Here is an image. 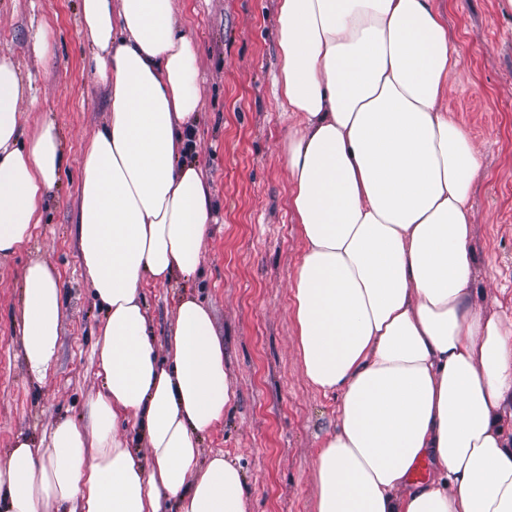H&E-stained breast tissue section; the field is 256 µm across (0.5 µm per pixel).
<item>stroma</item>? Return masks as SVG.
Masks as SVG:
<instances>
[{
  "label": "stroma",
  "mask_w": 512,
  "mask_h": 512,
  "mask_svg": "<svg viewBox=\"0 0 512 512\" xmlns=\"http://www.w3.org/2000/svg\"><path fill=\"white\" fill-rule=\"evenodd\" d=\"M462 62L444 105L477 144L472 193L473 297L512 312V0H438ZM80 0H0V55L32 93L17 105L24 135L53 120L67 157L30 241L0 259V463L19 435L61 419L85 423L101 388L94 344L104 311L82 279L76 232L82 152L108 120L107 89L79 20ZM177 30L197 46L202 108L189 156L210 187L215 220L198 272L143 283L156 351L166 355L180 297L207 305L224 342L235 399L201 438L241 466L250 512H314L316 459L336 427V394L308 386L295 349L290 284L302 241L288 204V123L277 108V0H178ZM48 263L63 290L55 364L35 383L20 351L22 276Z\"/></svg>",
  "instance_id": "obj_1"
}]
</instances>
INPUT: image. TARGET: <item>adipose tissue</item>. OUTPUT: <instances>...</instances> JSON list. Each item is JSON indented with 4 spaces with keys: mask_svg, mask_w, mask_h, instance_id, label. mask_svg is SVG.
I'll return each mask as SVG.
<instances>
[{
    "mask_svg": "<svg viewBox=\"0 0 512 512\" xmlns=\"http://www.w3.org/2000/svg\"><path fill=\"white\" fill-rule=\"evenodd\" d=\"M175 0H81L109 89V119L82 159L81 269L106 316L102 389L87 424L17 439L0 464V512H248L244 475L199 439L235 397L210 309L176 305L155 353L145 280L199 268L212 221L183 158L201 110L195 42ZM278 109L302 259L290 287L306 382L339 395L317 456L315 512H512V318L472 293L470 197L480 152L443 102L461 65L437 0H278ZM0 58V256L31 237L64 163L53 123L19 136L30 92ZM63 293L31 260L21 353L52 367ZM138 428L146 454L115 433ZM429 459L433 476L412 475Z\"/></svg>",
    "mask_w": 512,
    "mask_h": 512,
    "instance_id": "obj_1",
    "label": "adipose tissue"
}]
</instances>
